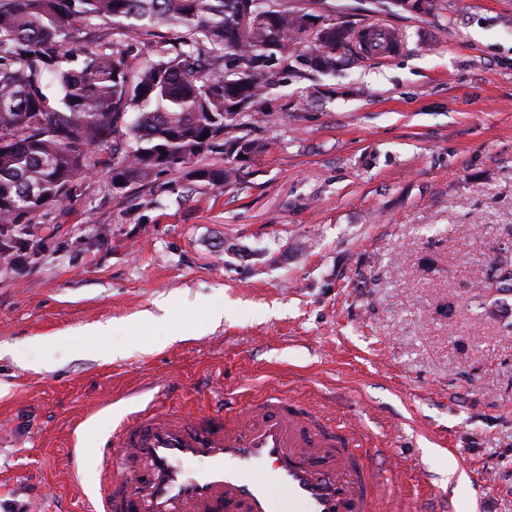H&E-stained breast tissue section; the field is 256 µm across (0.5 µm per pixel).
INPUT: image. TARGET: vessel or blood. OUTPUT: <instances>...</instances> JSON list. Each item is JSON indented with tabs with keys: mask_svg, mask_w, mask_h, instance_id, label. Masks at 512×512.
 Masks as SVG:
<instances>
[{
	"mask_svg": "<svg viewBox=\"0 0 512 512\" xmlns=\"http://www.w3.org/2000/svg\"><path fill=\"white\" fill-rule=\"evenodd\" d=\"M100 512H379L363 437L288 398L195 415L150 406L99 449ZM198 462L202 471L185 466Z\"/></svg>",
	"mask_w": 512,
	"mask_h": 512,
	"instance_id": "obj_1",
	"label": "vessel or blood"
}]
</instances>
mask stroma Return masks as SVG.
Instances as JSON below:
<instances>
[{
  "label": "stroma",
  "mask_w": 512,
  "mask_h": 512,
  "mask_svg": "<svg viewBox=\"0 0 512 512\" xmlns=\"http://www.w3.org/2000/svg\"><path fill=\"white\" fill-rule=\"evenodd\" d=\"M434 2L288 0L403 48L277 76L229 187L101 152L0 258V512H89L125 415L220 395L360 429L391 512H512V0Z\"/></svg>",
  "instance_id": "35a3bbf8"
}]
</instances>
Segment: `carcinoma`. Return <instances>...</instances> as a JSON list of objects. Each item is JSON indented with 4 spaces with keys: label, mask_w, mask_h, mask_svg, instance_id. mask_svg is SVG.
<instances>
[{
    "label": "carcinoma",
    "mask_w": 512,
    "mask_h": 512,
    "mask_svg": "<svg viewBox=\"0 0 512 512\" xmlns=\"http://www.w3.org/2000/svg\"><path fill=\"white\" fill-rule=\"evenodd\" d=\"M285 0H0V231L72 201L112 150V180L150 184L216 146L271 149L234 117L265 114L269 79L292 64L332 71L349 36ZM112 23L93 46L88 32ZM173 39L144 41L154 30ZM207 138H202L203 134ZM207 186L233 170L196 166Z\"/></svg>",
    "instance_id": "obj_1"
}]
</instances>
